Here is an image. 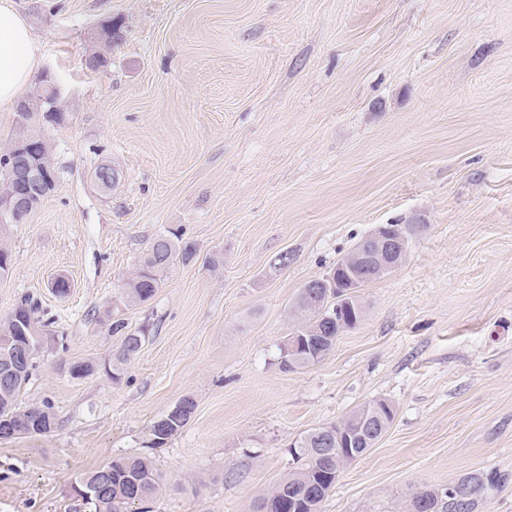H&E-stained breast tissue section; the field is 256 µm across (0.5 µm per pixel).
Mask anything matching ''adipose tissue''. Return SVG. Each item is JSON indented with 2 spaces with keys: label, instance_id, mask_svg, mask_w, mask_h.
<instances>
[{
  "label": "adipose tissue",
  "instance_id": "1",
  "mask_svg": "<svg viewBox=\"0 0 512 512\" xmlns=\"http://www.w3.org/2000/svg\"><path fill=\"white\" fill-rule=\"evenodd\" d=\"M41 64V50L27 17L13 0H0V107L18 102Z\"/></svg>",
  "mask_w": 512,
  "mask_h": 512
}]
</instances>
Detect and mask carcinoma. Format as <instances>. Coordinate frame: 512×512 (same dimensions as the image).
<instances>
[{
	"label": "carcinoma",
	"instance_id": "1",
	"mask_svg": "<svg viewBox=\"0 0 512 512\" xmlns=\"http://www.w3.org/2000/svg\"><path fill=\"white\" fill-rule=\"evenodd\" d=\"M123 40L119 29L113 31L112 43L92 41L86 57L102 60L112 54L110 45H117ZM51 82H38L33 93L25 99L28 113L34 115L36 123L22 122L16 119V130L9 143L0 149V161H4L17 152H25L30 160L40 165L51 162V146L43 136L41 126L51 123L61 125L66 122L64 112L54 115L48 113L51 107ZM195 256L192 244L170 236L155 238L139 264L134 275L125 283L123 300L128 305H139L150 300L159 288L158 272L168 267L176 258L185 263ZM40 305L30 296L21 299L13 312L5 319H0V357L5 355V339L16 336L19 324L34 322L38 330H44L37 313ZM292 315L295 318L293 332L302 333L314 329L315 344L309 351L297 357L282 349L281 366L286 370L306 367L321 360L336 344V321L330 319L331 310L312 306L296 299ZM110 321L109 331L120 337L119 347L107 362L98 365L93 361L76 362V367H86L92 372L104 369L112 379L118 380L126 366L138 355L146 339L147 329H129L124 319L108 311L105 314ZM35 362L31 361L22 373L9 385V402L0 403V418L10 422L13 432L18 436L29 435V425L37 426V433L51 432L57 425L52 407L24 406L20 394L28 383ZM180 409L171 410L158 419L152 429L154 444L162 445L187 425L195 409L193 400L186 398L179 402ZM336 426L319 427L304 435L296 447L301 464L283 479L257 506V512H320V506L333 487V475L336 469L345 465L343 457L334 450ZM84 481H100L103 491L93 504L92 512H126L131 504H142L153 500L160 490V475L153 465L143 458L126 457L110 461L103 467L84 477ZM503 482L497 473L473 472L460 478L455 484L442 492L421 490L410 501L409 512H479L488 491Z\"/></svg>",
	"mask_w": 512,
	"mask_h": 512
}]
</instances>
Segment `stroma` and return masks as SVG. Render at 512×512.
Here are the masks:
<instances>
[{
	"label": "stroma",
	"mask_w": 512,
	"mask_h": 512,
	"mask_svg": "<svg viewBox=\"0 0 512 512\" xmlns=\"http://www.w3.org/2000/svg\"><path fill=\"white\" fill-rule=\"evenodd\" d=\"M15 2L68 121L44 129L54 192L7 228L0 319L33 296L63 342L22 394L57 428L0 439V512H87L74 484L127 456L161 476L150 512H256L296 440L376 398L396 418L321 512H407L473 470L512 478V0ZM108 19L125 39L92 72ZM418 219L406 261L360 288L362 321L282 370L303 284L375 225ZM162 234L196 258L120 306ZM114 307L147 327L139 354L119 381L70 377L118 346L100 321ZM185 398L191 420L153 446Z\"/></svg>",
	"instance_id": "1"
}]
</instances>
